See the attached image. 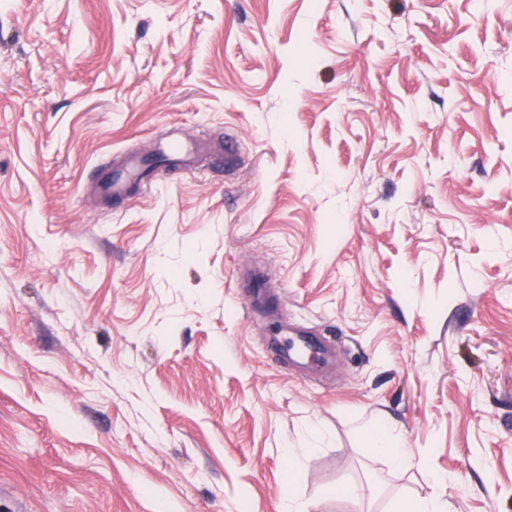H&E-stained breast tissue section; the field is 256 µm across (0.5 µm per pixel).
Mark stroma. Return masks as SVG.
<instances>
[{"mask_svg":"<svg viewBox=\"0 0 512 512\" xmlns=\"http://www.w3.org/2000/svg\"><path fill=\"white\" fill-rule=\"evenodd\" d=\"M170 135L201 165L98 199ZM289 491L512 512V0H0V512ZM141 168L142 160L137 155L127 158L122 166L112 169L110 175L99 183V192L114 199L123 197L130 185V175L134 172L139 173ZM288 336L274 338L280 355L288 361H297L316 357L323 362L328 361L327 351L319 338L310 336L303 330L290 332ZM369 435L373 442L372 449L386 456L393 466L402 468L410 464L411 459L404 449L403 440L387 424L374 423L369 428Z\"/></svg>","mask_w":512,"mask_h":512,"instance_id":"stroma-1","label":"stroma"}]
</instances>
